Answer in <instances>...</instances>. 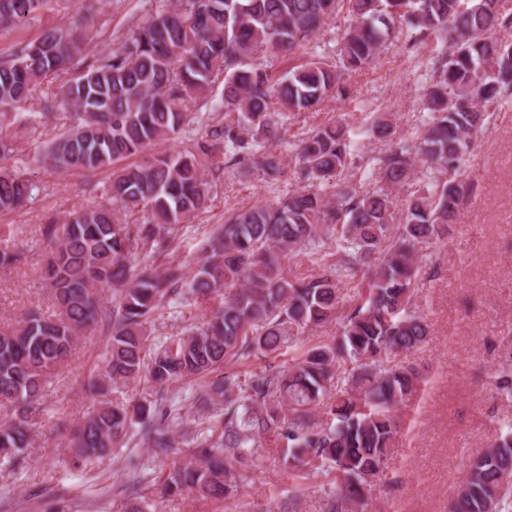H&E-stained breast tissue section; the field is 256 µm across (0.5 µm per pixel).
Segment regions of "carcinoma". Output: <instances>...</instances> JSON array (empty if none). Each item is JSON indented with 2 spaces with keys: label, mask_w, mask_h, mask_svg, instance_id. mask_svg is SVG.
<instances>
[{
  "label": "carcinoma",
  "mask_w": 512,
  "mask_h": 512,
  "mask_svg": "<svg viewBox=\"0 0 512 512\" xmlns=\"http://www.w3.org/2000/svg\"><path fill=\"white\" fill-rule=\"evenodd\" d=\"M469 2L158 0L134 16L118 47L91 56L84 30L99 16L98 0H0L7 33L72 9L68 27H45L0 54V161L22 163L0 169V214L32 198L33 163L108 174L92 188L97 200L35 229L56 310L31 309L0 328V467L26 468L49 378L82 333L98 328L107 340L91 387L143 379L161 392L147 404L103 402L67 431L75 466L118 445L132 450L126 481L106 490L127 500L128 512L152 509L145 490L154 482L168 494L237 496L272 454L296 488L320 491L327 512H363L397 447L396 408L420 390L412 367L392 364L430 332L414 308L426 273L419 250L445 244L458 223L473 138L491 117L487 106L512 90V12L504 0ZM343 12L335 47L319 52L315 39ZM405 30L413 47L428 38L441 45L414 138L396 137L391 115L372 112L358 134L341 119L302 133L289 155L269 145L281 138L276 113L347 97V78ZM301 49L305 61L273 70L279 54ZM50 75L58 92L24 111ZM60 113L64 132L20 154L27 132ZM191 125L203 134L178 145ZM372 140L387 148L365 167ZM291 162L302 187L235 210L199 254L171 258L206 210L213 178L231 168L273 186ZM356 169L367 186L352 185ZM416 181L396 214L391 191ZM116 203L141 209V219L123 222ZM26 236L12 225L0 239L1 271L29 262ZM146 256L157 267L139 268ZM300 257L313 274H288ZM363 266L368 275L344 290ZM217 298L186 336L148 344L149 319H184ZM333 322L339 335L330 342L299 337ZM262 357L269 363L245 369ZM494 378L496 394L511 401L512 353ZM182 381L191 383L186 393L166 392ZM317 409L325 419H315ZM192 412L198 429L180 440L176 429ZM450 512H512L511 422L469 462Z\"/></svg>",
  "instance_id": "cac0c4a2"
}]
</instances>
